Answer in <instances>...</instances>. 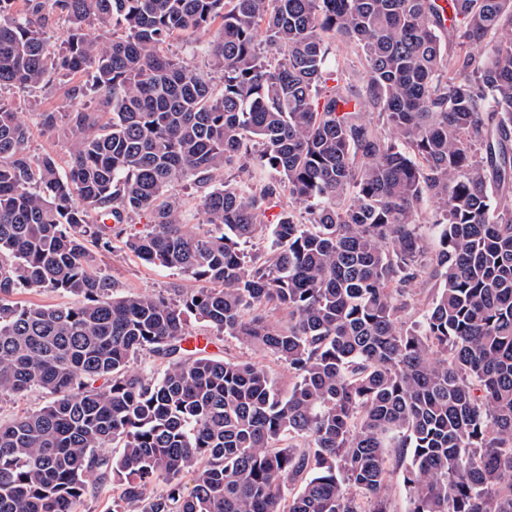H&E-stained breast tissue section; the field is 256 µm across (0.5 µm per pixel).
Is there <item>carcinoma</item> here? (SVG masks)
I'll return each mask as SVG.
<instances>
[{
  "mask_svg": "<svg viewBox=\"0 0 512 512\" xmlns=\"http://www.w3.org/2000/svg\"><path fill=\"white\" fill-rule=\"evenodd\" d=\"M207 30L217 82L163 51ZM56 81L64 173L4 96ZM122 235L200 286L117 294L87 244ZM192 317L291 390L187 347ZM31 390L0 512H83L92 475L112 512H391L388 448L408 512H512V0H0V400ZM172 191L180 196L185 203V208L189 214L188 224H199L203 219L201 212V193L187 183L176 184L172 188ZM12 300L22 306L57 305L70 301L67 296L51 291H26L16 294Z\"/></svg>",
  "mask_w": 512,
  "mask_h": 512,
  "instance_id": "carcinoma-1",
  "label": "carcinoma"
}]
</instances>
